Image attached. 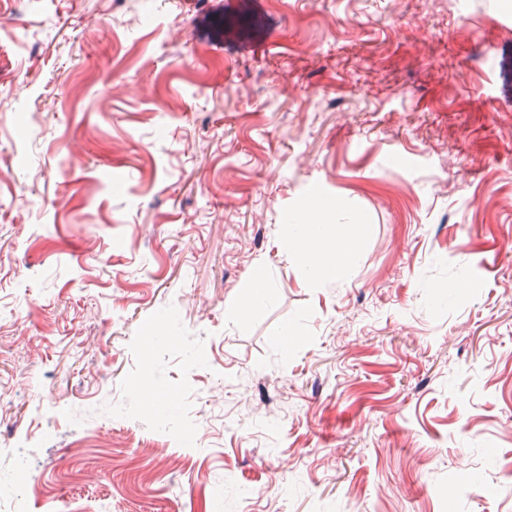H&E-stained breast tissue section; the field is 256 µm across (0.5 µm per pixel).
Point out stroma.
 <instances>
[{"label": "stroma", "instance_id": "1", "mask_svg": "<svg viewBox=\"0 0 512 512\" xmlns=\"http://www.w3.org/2000/svg\"><path fill=\"white\" fill-rule=\"evenodd\" d=\"M19 443L21 512H512V0H0ZM363 237L360 224L342 233L332 224H294L288 245L321 273L337 275L343 263L354 259ZM266 286L260 285L250 290L248 298L239 307L229 308L227 314L231 318H237L242 315H258L265 302Z\"/></svg>", "mask_w": 512, "mask_h": 512}]
</instances>
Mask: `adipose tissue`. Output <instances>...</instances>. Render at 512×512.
I'll return each instance as SVG.
<instances>
[{"label": "adipose tissue", "mask_w": 512, "mask_h": 512, "mask_svg": "<svg viewBox=\"0 0 512 512\" xmlns=\"http://www.w3.org/2000/svg\"><path fill=\"white\" fill-rule=\"evenodd\" d=\"M363 237V228L358 224L341 233L330 224H297L289 247L312 262L318 271L335 275L342 264L354 259Z\"/></svg>", "instance_id": "ef3b65f1"}]
</instances>
